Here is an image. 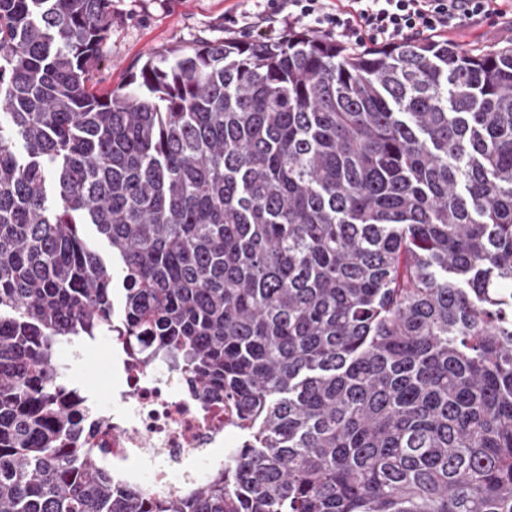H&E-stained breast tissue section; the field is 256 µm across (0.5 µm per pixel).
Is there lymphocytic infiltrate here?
Listing matches in <instances>:
<instances>
[{"label": "lymphocytic infiltrate", "instance_id": "f902f5d3", "mask_svg": "<svg viewBox=\"0 0 512 512\" xmlns=\"http://www.w3.org/2000/svg\"><path fill=\"white\" fill-rule=\"evenodd\" d=\"M268 16L288 14L355 50L445 37L467 25H506L512 0H266Z\"/></svg>", "mask_w": 512, "mask_h": 512}]
</instances>
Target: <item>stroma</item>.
Here are the masks:
<instances>
[{
  "label": "stroma",
  "instance_id": "obj_1",
  "mask_svg": "<svg viewBox=\"0 0 512 512\" xmlns=\"http://www.w3.org/2000/svg\"><path fill=\"white\" fill-rule=\"evenodd\" d=\"M263 9L262 0H112V30L90 85L99 93L115 90L154 52L287 33V18L259 23Z\"/></svg>",
  "mask_w": 512,
  "mask_h": 512
}]
</instances>
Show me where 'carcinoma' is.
I'll use <instances>...</instances> for the list:
<instances>
[{
    "label": "carcinoma",
    "mask_w": 512,
    "mask_h": 512,
    "mask_svg": "<svg viewBox=\"0 0 512 512\" xmlns=\"http://www.w3.org/2000/svg\"><path fill=\"white\" fill-rule=\"evenodd\" d=\"M111 29L0 0V512H512V47L294 32L99 95ZM117 284L245 423L181 495L112 481L54 367Z\"/></svg>",
    "instance_id": "1"
}]
</instances>
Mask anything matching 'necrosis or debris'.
Returning <instances> with one entry per match:
<instances>
[{
    "mask_svg": "<svg viewBox=\"0 0 512 512\" xmlns=\"http://www.w3.org/2000/svg\"><path fill=\"white\" fill-rule=\"evenodd\" d=\"M118 382L109 394L87 388L82 408L85 447L125 485L150 496L182 492L186 484L223 468L238 434L237 412L205 403L198 386L171 362L116 354Z\"/></svg>",
    "mask_w": 512,
    "mask_h": 512,
    "instance_id": "1",
    "label": "necrosis or debris"
}]
</instances>
